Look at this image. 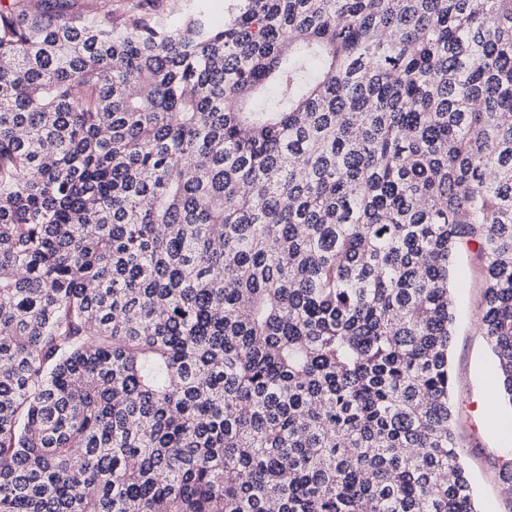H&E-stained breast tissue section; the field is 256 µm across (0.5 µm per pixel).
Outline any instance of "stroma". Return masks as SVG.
<instances>
[{
	"mask_svg": "<svg viewBox=\"0 0 512 512\" xmlns=\"http://www.w3.org/2000/svg\"><path fill=\"white\" fill-rule=\"evenodd\" d=\"M483 266L477 245L462 241L455 267L458 319L451 349L455 422L481 512H512V495L504 492L498 476L500 456L512 452V431L490 379L493 354L477 325Z\"/></svg>",
	"mask_w": 512,
	"mask_h": 512,
	"instance_id": "obj_1",
	"label": "stroma"
}]
</instances>
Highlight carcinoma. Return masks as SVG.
Returning <instances> with one entry per match:
<instances>
[{
	"label": "carcinoma",
	"instance_id": "carcinoma-1",
	"mask_svg": "<svg viewBox=\"0 0 512 512\" xmlns=\"http://www.w3.org/2000/svg\"><path fill=\"white\" fill-rule=\"evenodd\" d=\"M465 237L512 410V0H9L0 512H478Z\"/></svg>",
	"mask_w": 512,
	"mask_h": 512
}]
</instances>
